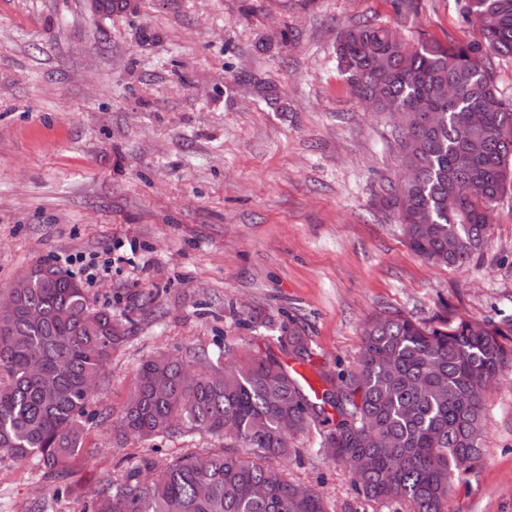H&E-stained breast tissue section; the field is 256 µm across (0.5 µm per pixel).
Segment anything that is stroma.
Masks as SVG:
<instances>
[{
    "label": "stroma",
    "instance_id": "35a3bbf8",
    "mask_svg": "<svg viewBox=\"0 0 512 512\" xmlns=\"http://www.w3.org/2000/svg\"><path fill=\"white\" fill-rule=\"evenodd\" d=\"M463 0H0V296L37 262L96 258L90 300L130 337L88 407L86 447L54 475L0 453V512H84L145 458L218 447L177 433L118 436L145 358H241L277 345L264 314L310 340L306 368L350 370L368 320L487 321L512 347V190L479 258L431 265L407 245L388 189L404 176L393 117L369 111L336 66L363 17L405 38L467 42ZM297 435L282 463L330 512H406L363 500ZM483 455L453 512H512V367L485 400ZM63 495H55V488Z\"/></svg>",
    "mask_w": 512,
    "mask_h": 512
}]
</instances>
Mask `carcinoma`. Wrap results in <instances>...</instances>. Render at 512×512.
I'll list each match as a JSON object with an SVG mask.
<instances>
[{
  "label": "carcinoma",
  "mask_w": 512,
  "mask_h": 512,
  "mask_svg": "<svg viewBox=\"0 0 512 512\" xmlns=\"http://www.w3.org/2000/svg\"><path fill=\"white\" fill-rule=\"evenodd\" d=\"M480 39L411 45L397 29L371 22L339 32L337 68L374 112H404L398 129L413 182L394 188L398 224L425 261L451 268L486 247L496 204L512 189V97L496 86L492 61L512 59V0H464ZM426 99V127L414 107ZM19 310L0 317V452L47 472L83 450L94 384L128 339L112 332V310L90 304L82 284L36 263ZM41 309L29 320L24 311ZM289 356L310 357L303 328L278 329ZM500 329L458 318L420 323L380 314L364 330L354 371L323 373L312 396L274 355L221 359L157 354L139 365L121 414L120 435H206L225 445L174 458L153 476L146 460L124 482L106 484L90 512H328L324 496L288 479L274 462L293 452L288 438L320 427L323 454L348 468L375 504L409 512H450L452 486L482 455L487 381L512 367ZM198 375L187 380L183 368ZM331 407L336 417L329 416Z\"/></svg>",
  "instance_id": "1"
}]
</instances>
